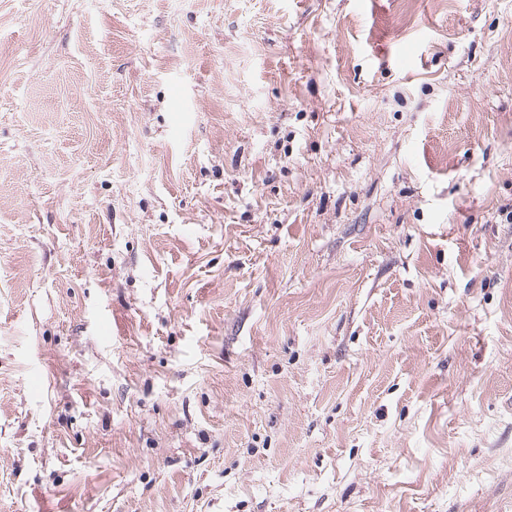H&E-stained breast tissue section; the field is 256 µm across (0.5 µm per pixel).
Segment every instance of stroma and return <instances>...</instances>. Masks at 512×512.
<instances>
[{
  "mask_svg": "<svg viewBox=\"0 0 512 512\" xmlns=\"http://www.w3.org/2000/svg\"><path fill=\"white\" fill-rule=\"evenodd\" d=\"M0 512H512V0H0Z\"/></svg>",
  "mask_w": 512,
  "mask_h": 512,
  "instance_id": "obj_1",
  "label": "stroma"
}]
</instances>
